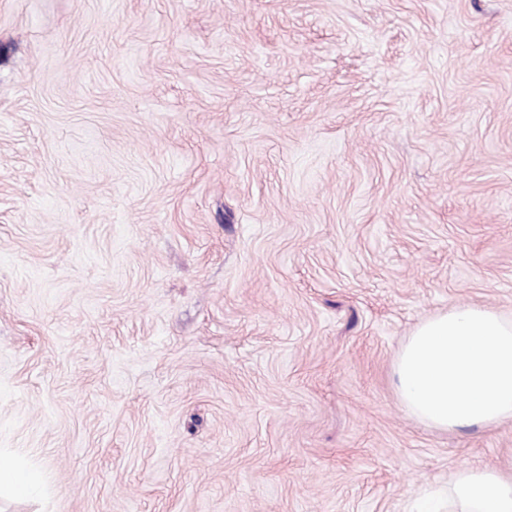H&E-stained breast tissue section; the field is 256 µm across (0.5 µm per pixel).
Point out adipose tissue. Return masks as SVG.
<instances>
[{
  "label": "adipose tissue",
  "mask_w": 512,
  "mask_h": 512,
  "mask_svg": "<svg viewBox=\"0 0 512 512\" xmlns=\"http://www.w3.org/2000/svg\"><path fill=\"white\" fill-rule=\"evenodd\" d=\"M450 496L457 512H512V477L489 467L462 466Z\"/></svg>",
  "instance_id": "obj_1"
}]
</instances>
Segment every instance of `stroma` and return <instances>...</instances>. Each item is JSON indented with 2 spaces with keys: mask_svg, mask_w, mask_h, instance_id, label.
<instances>
[{
  "mask_svg": "<svg viewBox=\"0 0 512 512\" xmlns=\"http://www.w3.org/2000/svg\"><path fill=\"white\" fill-rule=\"evenodd\" d=\"M512 319V0H0V512H413L512 421L405 411ZM41 486L40 475L0 458V496L32 497Z\"/></svg>",
  "mask_w": 512,
  "mask_h": 512,
  "instance_id": "obj_1",
  "label": "stroma"
}]
</instances>
